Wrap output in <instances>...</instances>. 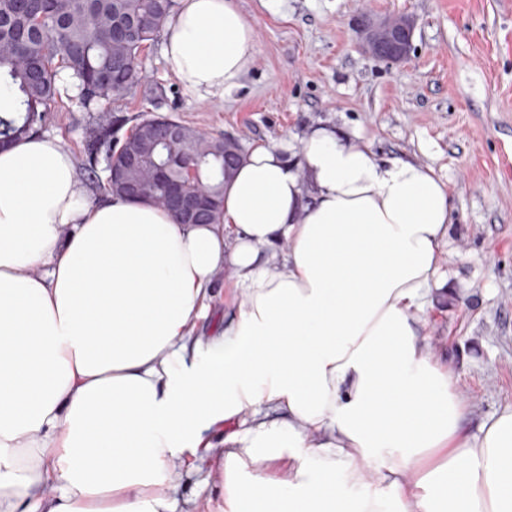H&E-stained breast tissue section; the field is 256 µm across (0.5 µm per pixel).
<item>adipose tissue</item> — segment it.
Listing matches in <instances>:
<instances>
[{
  "instance_id": "ef3b65f1",
  "label": "adipose tissue",
  "mask_w": 512,
  "mask_h": 512,
  "mask_svg": "<svg viewBox=\"0 0 512 512\" xmlns=\"http://www.w3.org/2000/svg\"><path fill=\"white\" fill-rule=\"evenodd\" d=\"M163 52L222 98L255 29L179 0ZM452 221L432 168L325 126L245 153L215 224L90 201L55 137L0 149V512H175L187 449L224 512H512V409L470 434L431 340ZM228 276L229 274L222 275L216 281L213 289L215 295L210 302L208 315L206 318L201 319L198 322L196 328L197 332L202 335L211 336L212 334L216 333L221 326H223L224 294L222 291L224 289V279H226Z\"/></svg>"
}]
</instances>
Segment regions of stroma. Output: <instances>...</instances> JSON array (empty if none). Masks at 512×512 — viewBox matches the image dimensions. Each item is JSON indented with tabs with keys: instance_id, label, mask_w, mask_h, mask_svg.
<instances>
[{
	"instance_id": "stroma-1",
	"label": "stroma",
	"mask_w": 512,
	"mask_h": 512,
	"mask_svg": "<svg viewBox=\"0 0 512 512\" xmlns=\"http://www.w3.org/2000/svg\"><path fill=\"white\" fill-rule=\"evenodd\" d=\"M256 29L241 88L200 100L171 74L163 38L140 56L142 78L112 113L131 122L169 115L215 137L299 146L323 123L347 130L382 159L432 167L448 186L453 222L443 271L451 293L430 311L477 428L512 405V0H238ZM364 14L416 21L410 56L387 63L360 47ZM44 134L75 157L91 200L105 174L84 153L88 112L62 84ZM178 500L223 508L217 472L172 465Z\"/></svg>"
}]
</instances>
